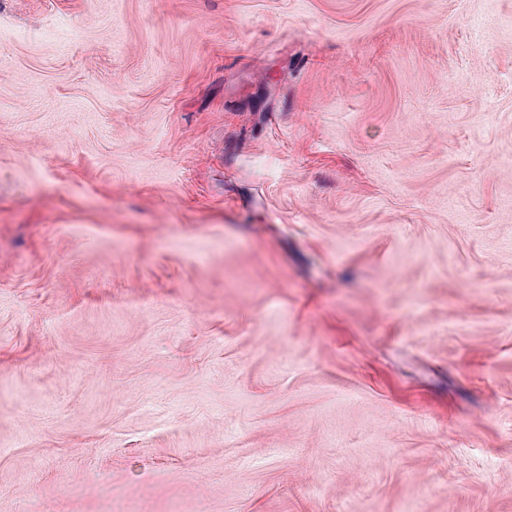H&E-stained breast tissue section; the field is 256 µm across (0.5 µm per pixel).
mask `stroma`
Here are the masks:
<instances>
[{
	"label": "stroma",
	"mask_w": 512,
	"mask_h": 512,
	"mask_svg": "<svg viewBox=\"0 0 512 512\" xmlns=\"http://www.w3.org/2000/svg\"><path fill=\"white\" fill-rule=\"evenodd\" d=\"M0 512H512V0H0Z\"/></svg>",
	"instance_id": "35a3bbf8"
}]
</instances>
